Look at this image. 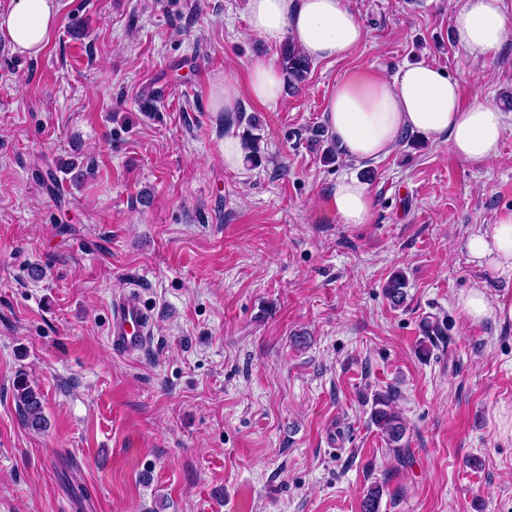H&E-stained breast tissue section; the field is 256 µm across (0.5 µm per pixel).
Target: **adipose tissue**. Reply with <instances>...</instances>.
Returning a JSON list of instances; mask_svg holds the SVG:
<instances>
[{
  "instance_id": "obj_1",
  "label": "adipose tissue",
  "mask_w": 512,
  "mask_h": 512,
  "mask_svg": "<svg viewBox=\"0 0 512 512\" xmlns=\"http://www.w3.org/2000/svg\"><path fill=\"white\" fill-rule=\"evenodd\" d=\"M57 0H12L0 13V33L14 49L38 55L56 22ZM251 31L267 43L292 41L314 60L345 58L362 40L363 24L349 0H248ZM503 0H464L452 24L454 41L475 61L497 54L507 28ZM283 76L272 60L255 62L249 91L263 104L280 100ZM325 123L347 159L372 161L388 155L406 133L433 138L447 136L451 150L477 163L495 159L512 118L495 104L479 102L462 107L457 82L427 64L409 65L394 79L356 74L338 83L324 114ZM334 206L341 223H366L371 198L365 183L351 178L337 183ZM473 259L500 276H512V211L502 212L495 224L470 235ZM458 305L473 323L511 319L512 305L494 302L485 291L472 288L460 294Z\"/></svg>"
}]
</instances>
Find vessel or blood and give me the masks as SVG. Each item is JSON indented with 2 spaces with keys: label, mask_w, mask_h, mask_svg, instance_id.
<instances>
[{
  "label": "vessel or blood",
  "mask_w": 512,
  "mask_h": 512,
  "mask_svg": "<svg viewBox=\"0 0 512 512\" xmlns=\"http://www.w3.org/2000/svg\"><path fill=\"white\" fill-rule=\"evenodd\" d=\"M152 318L139 291L131 290L116 299L108 326V338L115 352L132 355L146 346Z\"/></svg>",
  "instance_id": "1"
}]
</instances>
